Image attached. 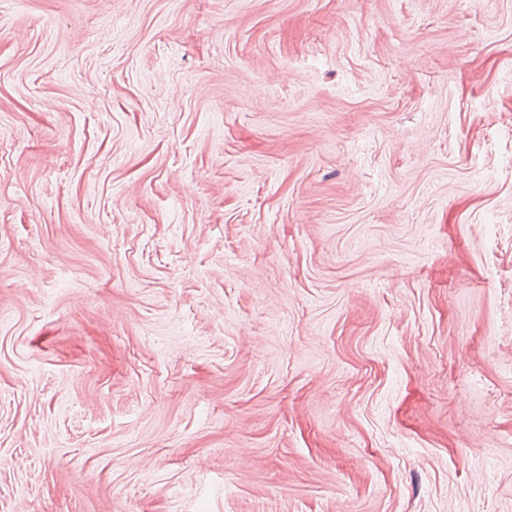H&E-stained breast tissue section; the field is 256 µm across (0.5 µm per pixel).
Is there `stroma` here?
<instances>
[{
  "instance_id": "35a3bbf8",
  "label": "stroma",
  "mask_w": 512,
  "mask_h": 512,
  "mask_svg": "<svg viewBox=\"0 0 512 512\" xmlns=\"http://www.w3.org/2000/svg\"><path fill=\"white\" fill-rule=\"evenodd\" d=\"M0 512H512V0H0Z\"/></svg>"
}]
</instances>
